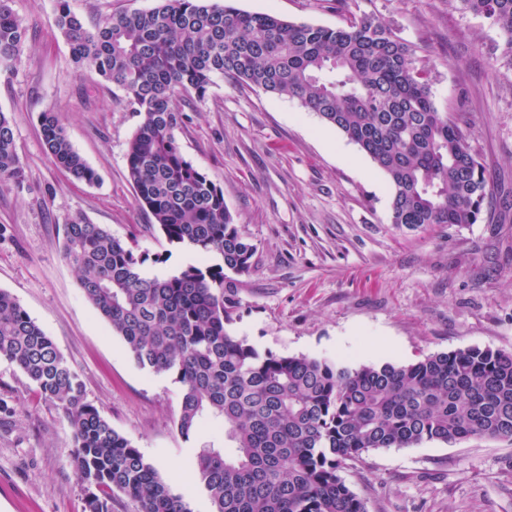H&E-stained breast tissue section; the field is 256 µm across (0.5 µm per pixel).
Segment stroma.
Here are the masks:
<instances>
[{
    "mask_svg": "<svg viewBox=\"0 0 512 512\" xmlns=\"http://www.w3.org/2000/svg\"><path fill=\"white\" fill-rule=\"evenodd\" d=\"M251 13L327 27L372 15L413 45L431 72L437 107L463 132L495 200L475 224L407 228L390 222L384 175L357 146L298 101L218 77L184 103L183 154L224 190L255 245L248 273H227L237 308L229 327L259 353L350 365L410 363L470 347L512 352V69L493 65L504 36L459 0H233ZM24 61L0 74V111L14 121L26 188L0 185V289L55 341L92 401L184 495L194 441L178 431L182 389L130 357L85 300L63 257L78 214L146 257L150 275L197 262L168 244L136 202L127 144L138 119L121 92L78 75L54 24L53 0H15ZM60 116L96 170L87 184L57 168L39 115ZM62 409L0 359V512H85ZM368 512H512V441H425L343 465Z\"/></svg>",
    "mask_w": 512,
    "mask_h": 512,
    "instance_id": "obj_1",
    "label": "stroma"
}]
</instances>
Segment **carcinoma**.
I'll use <instances>...</instances> for the list:
<instances>
[{
    "label": "carcinoma",
    "mask_w": 512,
    "mask_h": 512,
    "mask_svg": "<svg viewBox=\"0 0 512 512\" xmlns=\"http://www.w3.org/2000/svg\"><path fill=\"white\" fill-rule=\"evenodd\" d=\"M0 0V71L23 58L25 28ZM505 37L495 62L512 69V0H458ZM72 61L120 91L139 123L128 142L136 201L167 242L222 263L149 276L145 258L77 215L63 255L87 302L141 367L182 386L177 420L188 439L205 428L191 465L211 512H367L339 474L379 449L423 441L512 440V353L471 347L407 364L350 367L306 355H260L231 335L235 302L224 270L252 265L255 246L224 191L177 141L181 103L203 100L213 78L297 100L367 155L391 191L390 223L475 224L490 204L485 169L439 111L416 49L377 18L331 28L249 13L219 0H157L90 26L70 0H54ZM54 163L78 181L96 171L74 149L58 115H40ZM0 185L21 193L26 174L11 119L0 112ZM0 358L17 365L64 410L86 512H112L124 493L137 512H191L130 439L85 397L53 339L0 289Z\"/></svg>",
    "instance_id": "1"
}]
</instances>
